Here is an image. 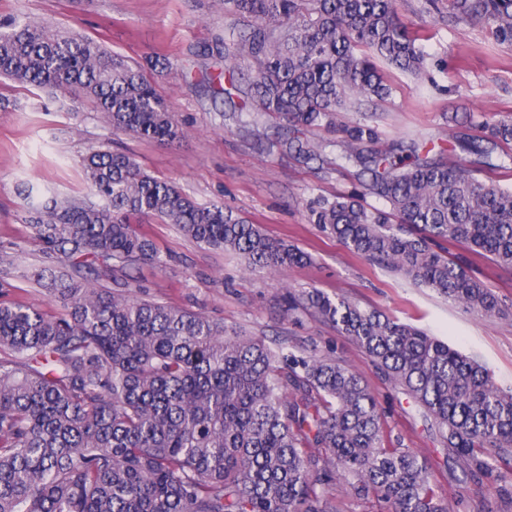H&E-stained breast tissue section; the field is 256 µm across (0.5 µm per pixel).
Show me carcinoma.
I'll use <instances>...</instances> for the list:
<instances>
[{"mask_svg":"<svg viewBox=\"0 0 512 512\" xmlns=\"http://www.w3.org/2000/svg\"><path fill=\"white\" fill-rule=\"evenodd\" d=\"M224 13L241 21L216 41L224 68L248 60L256 69L243 92L250 121L284 120L274 146L293 157L360 168V188L318 198L312 222L470 312L500 313L468 259L448 256L442 243L512 271V187L475 177L461 161L425 155L405 167L377 126L337 123L352 100L389 96L376 60L421 71L399 0H224ZM461 22L487 25L512 47V0H453L448 23ZM0 76L27 91L56 90L74 112L90 102L113 132L162 144L183 135L144 66L82 34L1 18ZM319 127L341 133L332 157L305 136ZM478 128L482 136L459 149L511 177L512 118ZM82 169L79 196L20 190L46 259L30 279L60 313L0 301V512H336L339 488L355 500L376 497L386 512H448L427 459L385 447L378 402L347 365L141 298L116 276L134 264L167 265L135 229L143 220L236 252L253 271H283L307 255L196 202L128 153L93 150ZM14 266L0 249L1 291ZM302 300L424 411L470 478L497 481L494 462L512 461L511 387L375 309L316 289Z\"/></svg>","mask_w":512,"mask_h":512,"instance_id":"obj_1","label":"carcinoma"}]
</instances>
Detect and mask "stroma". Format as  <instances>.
<instances>
[{
	"label": "stroma",
	"instance_id": "obj_1",
	"mask_svg": "<svg viewBox=\"0 0 512 512\" xmlns=\"http://www.w3.org/2000/svg\"><path fill=\"white\" fill-rule=\"evenodd\" d=\"M449 5L450 0H400L401 14L424 36L422 75L383 65L390 96L356 103L339 113V121L375 124L387 144L446 148L454 139L478 136L470 115L512 116V48L498 45L488 27L449 24ZM5 15L79 32L132 61L167 58V69H150L146 75L185 131L168 146L114 135L90 106L73 113L61 94L15 89L17 107L0 111V246L15 252L20 270L7 299L50 315L59 311L48 293L26 277L42 257L23 222L18 185L31 182L77 195L85 188L80 161L87 152L102 146L127 151L147 173L172 182L198 203L233 210L261 225L269 237L312 257L310 264L280 273L252 272L239 256L197 245L175 225L142 224L139 232L170 258L163 270L144 264L131 268L146 298L294 351L333 352L375 395L386 447L411 448L431 462L434 488L449 512H512V500L495 492L499 486L512 491V462L497 463V486L464 479V461L443 456L429 421L362 349L313 309L289 308L293 296L313 288L341 295L447 342L487 367L497 383L512 386V272L472 255L476 276L508 307L505 314L488 318L352 254L310 223L311 201L350 193L358 182L353 170L271 149L277 119L238 125L234 106L240 94L218 77L223 59L207 52L214 36L232 22L221 0H0V16Z\"/></svg>",
	"mask_w": 512,
	"mask_h": 512
}]
</instances>
